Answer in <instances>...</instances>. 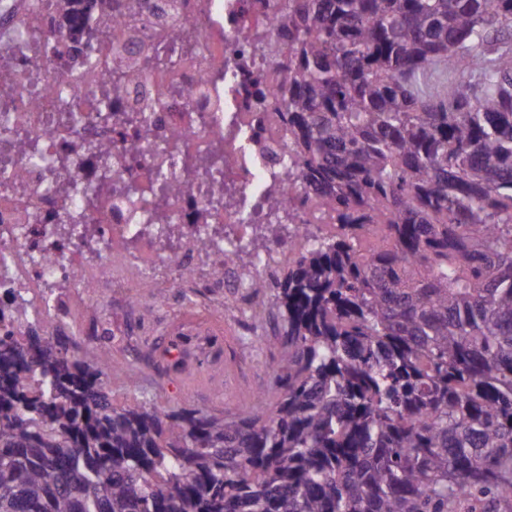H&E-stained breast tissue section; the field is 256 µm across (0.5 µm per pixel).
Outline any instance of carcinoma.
<instances>
[{
  "mask_svg": "<svg viewBox=\"0 0 512 512\" xmlns=\"http://www.w3.org/2000/svg\"><path fill=\"white\" fill-rule=\"evenodd\" d=\"M282 7L289 160L336 223L249 283L282 320L271 395L115 408L109 338L7 331L0 512L512 508V0ZM290 234L260 225L224 256Z\"/></svg>",
  "mask_w": 512,
  "mask_h": 512,
  "instance_id": "obj_1",
  "label": "carcinoma"
}]
</instances>
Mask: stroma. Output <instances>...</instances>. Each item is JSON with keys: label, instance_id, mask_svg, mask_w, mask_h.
Wrapping results in <instances>:
<instances>
[{"label": "stroma", "instance_id": "35a3bbf8", "mask_svg": "<svg viewBox=\"0 0 512 512\" xmlns=\"http://www.w3.org/2000/svg\"><path fill=\"white\" fill-rule=\"evenodd\" d=\"M189 296L188 289L175 288L170 300L182 305L185 317L206 327L211 322L209 313L191 302ZM164 316V306L147 310L134 335L113 337L112 359L121 365L108 382L114 407L139 399L162 412L195 408L234 413L256 393L268 390L271 368L277 359L274 340L280 326L273 303L253 311L225 306L223 319L211 322L223 336V359L203 373L177 371L157 359L144 358L143 351L149 345L159 356L173 350L174 336L164 324Z\"/></svg>", "mask_w": 512, "mask_h": 512}]
</instances>
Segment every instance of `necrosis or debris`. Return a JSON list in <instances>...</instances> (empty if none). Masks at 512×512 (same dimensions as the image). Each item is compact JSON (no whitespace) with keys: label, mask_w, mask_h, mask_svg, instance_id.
Here are the masks:
<instances>
[{"label":"necrosis or debris","mask_w":512,"mask_h":512,"mask_svg":"<svg viewBox=\"0 0 512 512\" xmlns=\"http://www.w3.org/2000/svg\"><path fill=\"white\" fill-rule=\"evenodd\" d=\"M275 3L146 0L131 14L123 0H0V76H9L0 79V118H11L0 121V298L27 303L16 334L39 321L109 336L101 305L117 302L134 315L147 291L163 297L186 280L220 299L257 276L223 252L185 244L202 232L218 242L249 236L254 225L273 223L284 191L315 195L282 165L288 128L277 114L279 60L269 49L285 42L288 22ZM89 17L143 66L110 93L105 121L94 107L108 84L76 59ZM49 37L58 50L46 58L40 47ZM170 39L173 64L145 68ZM61 86L83 115L79 125L56 109ZM21 132L44 160L19 145ZM79 187L96 198L81 215Z\"/></svg>","instance_id":"1"}]
</instances>
